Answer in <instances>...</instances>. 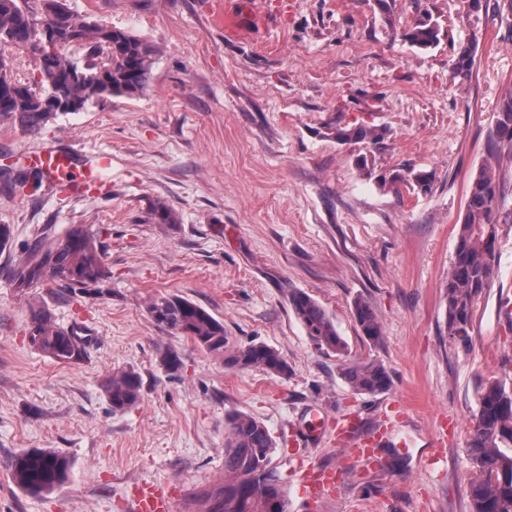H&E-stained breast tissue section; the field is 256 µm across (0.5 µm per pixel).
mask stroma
Instances as JSON below:
<instances>
[{"label": "stroma", "instance_id": "obj_1", "mask_svg": "<svg viewBox=\"0 0 512 512\" xmlns=\"http://www.w3.org/2000/svg\"><path fill=\"white\" fill-rule=\"evenodd\" d=\"M68 0L72 11L135 31L160 49L146 91L61 114L36 135L0 120V164L47 146L112 157L103 191L0 184V512H130L138 486L166 485L172 512L224 476V416L242 411L276 441L272 465L288 512H471L468 432L481 380L512 386V222L496 227L491 288L474 306L472 342L448 337L444 298L470 177L488 159L498 102L512 89V14L496 0ZM426 8L440 44L401 32ZM472 48L468 78L457 54ZM385 128L377 145L339 144L329 125ZM373 158L374 174L356 165ZM434 172L429 193L396 191L379 176ZM165 202L175 224H153ZM73 224L97 232L110 278L99 293L50 283L21 293L10 270ZM303 291L330 315L344 356L318 348L290 306ZM179 296L224 324L230 345L252 340L288 363L281 377L225 366L189 337L153 321L148 306ZM368 304L383 336H362L354 304ZM79 326L80 361L30 347V311ZM175 351L170 371L161 357ZM346 362L385 366L391 382L365 395ZM142 380L140 403L113 412L112 373ZM407 423L373 469L336 442L349 415L376 424L389 401ZM341 475L333 493L302 491L293 441ZM62 453L67 482L30 494L13 481L25 449Z\"/></svg>", "mask_w": 512, "mask_h": 512}]
</instances>
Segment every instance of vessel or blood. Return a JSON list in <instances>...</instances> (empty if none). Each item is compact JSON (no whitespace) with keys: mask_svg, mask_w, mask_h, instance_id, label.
<instances>
[{"mask_svg":"<svg viewBox=\"0 0 512 512\" xmlns=\"http://www.w3.org/2000/svg\"><path fill=\"white\" fill-rule=\"evenodd\" d=\"M32 165L40 168L44 175L52 181L66 178L81 191L95 193L101 183L100 171L112 164L110 155H99L94 163L83 160L82 154L76 148L45 147L30 155ZM403 414L399 405H391L385 414L384 421L377 424L369 433H359L357 420H349L342 430L343 442L351 453L367 461H376L379 447L383 443L388 428L402 420ZM336 485L334 471L306 464L304 467L305 491L312 494H323ZM133 512H169V500L163 488L158 486L143 490L133 501Z\"/></svg>","mask_w":512,"mask_h":512,"instance_id":"b4317fda","label":"vessel or blood"}]
</instances>
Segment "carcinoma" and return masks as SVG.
<instances>
[{
	"label": "carcinoma",
	"instance_id": "obj_1",
	"mask_svg": "<svg viewBox=\"0 0 512 512\" xmlns=\"http://www.w3.org/2000/svg\"><path fill=\"white\" fill-rule=\"evenodd\" d=\"M42 16L41 23L35 22ZM441 29L431 13L422 9L401 37L419 49L440 43ZM19 51L28 56L37 72L31 82H21L9 73L5 53ZM81 57H75V54ZM157 56L156 45L135 32L108 26L73 13L63 0H0V119L22 132L35 134L55 119L59 108L80 112L89 104L112 96L136 97L151 80ZM474 65L472 49L461 51L454 63L455 74L467 76ZM329 136L347 143L379 144L384 130L364 123L330 128ZM512 150V91L499 102L494 113L488 152L492 161L481 166L470 179L458 240L448 271L445 300L448 336L456 344L471 341L474 305L493 281L496 224L512 222V214L501 207L504 183L493 164L502 149ZM0 178L14 183L43 182L38 170L0 169ZM390 187L404 186L423 194L431 190L433 173L404 169L382 178ZM153 224H176V213L163 203L153 205ZM109 272L98 237L82 225L69 227L65 237L33 249L29 258L13 269L11 282L20 291L51 280L72 293L100 289ZM290 304L307 335L320 348L344 355L345 341L326 311L308 294L298 292ZM151 318L174 334L190 337L199 347L224 358V365L260 368L273 375L288 376V363L264 342L251 341L227 348L224 323L203 307L178 296L154 299ZM356 323L368 340L383 336L375 313L365 303H355ZM30 344L61 362L80 359L85 340L71 329L57 326L46 308L35 310L28 322ZM343 376L351 387L375 394L390 385L386 368L375 362L344 364ZM141 379L134 371H118L106 384L113 412H124L141 400ZM479 409L468 441V451L477 477L468 494L472 512H512V388L496 378L481 382ZM224 479L198 494L207 504L205 512H287L288 503L278 473L271 467L275 440L266 425L243 412L224 419ZM13 478L29 493L51 491L67 481L71 460L60 453L29 448L11 460ZM249 472V483L239 476Z\"/></svg>",
	"mask_w": 512,
	"mask_h": 512
}]
</instances>
